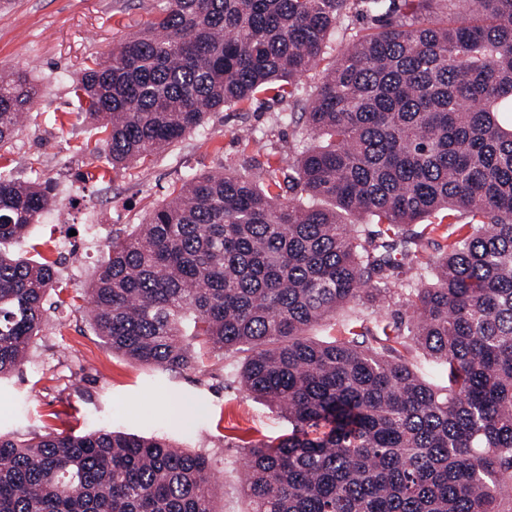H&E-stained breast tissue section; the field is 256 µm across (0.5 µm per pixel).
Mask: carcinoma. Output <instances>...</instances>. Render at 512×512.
Listing matches in <instances>:
<instances>
[{
    "label": "carcinoma",
    "instance_id": "cac0c4a2",
    "mask_svg": "<svg viewBox=\"0 0 512 512\" xmlns=\"http://www.w3.org/2000/svg\"><path fill=\"white\" fill-rule=\"evenodd\" d=\"M349 13L372 27L303 97ZM262 93L292 99L314 143L261 184L194 175L113 236L88 288L97 335L179 374L200 346L245 353L235 383L291 424L243 444L251 512H512V0H166L73 86L114 170ZM38 96L0 75V148ZM55 203L0 174V377L65 291L55 261L9 252ZM339 311L346 338L307 335ZM211 474L159 436H0V512H216Z\"/></svg>",
    "mask_w": 512,
    "mask_h": 512
}]
</instances>
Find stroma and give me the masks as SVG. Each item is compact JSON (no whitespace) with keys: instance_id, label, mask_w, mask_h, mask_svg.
<instances>
[{"instance_id":"35a3bbf8","label":"stroma","mask_w":512,"mask_h":512,"mask_svg":"<svg viewBox=\"0 0 512 512\" xmlns=\"http://www.w3.org/2000/svg\"><path fill=\"white\" fill-rule=\"evenodd\" d=\"M161 0H0V71H24L40 96L18 136L0 148V165L18 181H50L55 206L16 249L27 258H56L68 290L15 373L0 377V434L29 438L51 431L116 430L162 436L190 452L206 453L219 485L218 512H250L242 493L240 439L287 434L284 415L227 385L224 359L203 353L194 369L172 375L112 353L97 336L89 287L113 234L131 230L169 200L188 176L215 170L261 176L267 159H284L302 123H285L288 100L267 94L208 115L201 128L163 152L112 173L105 154L83 151L98 138L94 125L75 120L72 85L90 59L107 55L156 14ZM367 21L340 19L317 65L299 81L303 94ZM106 171L102 180L93 175ZM97 239L87 242V225ZM71 236L75 254L57 259ZM201 405L194 428L181 419L185 401Z\"/></svg>"}]
</instances>
